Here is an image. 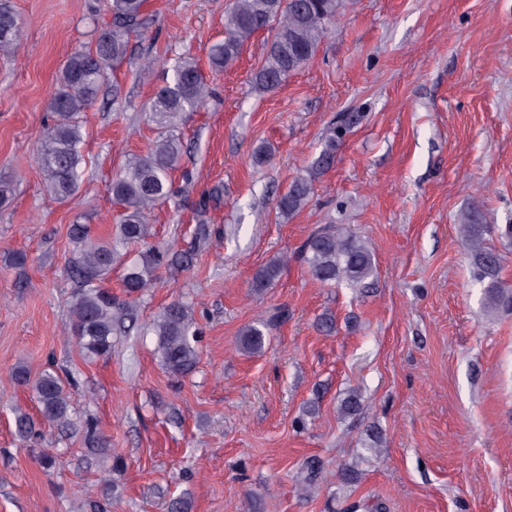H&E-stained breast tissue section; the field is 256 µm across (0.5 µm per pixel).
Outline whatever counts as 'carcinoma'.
I'll list each match as a JSON object with an SVG mask.
<instances>
[{
    "mask_svg": "<svg viewBox=\"0 0 512 512\" xmlns=\"http://www.w3.org/2000/svg\"><path fill=\"white\" fill-rule=\"evenodd\" d=\"M145 4L146 0H109L111 20L101 30L95 46L75 50L59 70L58 87L49 103L55 119L40 133L37 150L45 191L58 200L71 197L87 172L82 153L84 112L98 96L107 71L126 60L131 38L143 31ZM345 8L346 0H230L224 8V40L209 48L210 65L217 70L228 67L240 57L246 41L265 30L270 43L253 84L260 91L274 89L307 65L328 28L344 16ZM19 33L20 24L8 0H0L1 55L10 53ZM172 71V80L156 91L146 108L148 121L157 130L159 140L149 153L128 159L109 184L112 198L124 207L115 233L95 237L85 224H73L69 229L75 252L67 269L77 285L71 301L69 333L90 359L112 356V336L137 324L140 298L155 286L162 267L175 263L188 269L194 262L189 252L160 250L149 242L153 236L151 212L174 195L171 173L182 156L179 131L187 115L210 97L195 58H179ZM341 133L342 129H335L326 137L315 168L333 164ZM314 180L312 173L293 181L277 197V215L287 218L299 212L313 193ZM465 228L477 281L487 282L486 292L493 304L512 305V287L498 279L500 256L483 243L488 227L467 224ZM295 258L307 266L313 279L324 285L341 281L360 285L377 271L374 255L365 242L335 224L315 229ZM121 261L125 263L124 296L119 297L105 288L104 282L112 266ZM282 264L280 259L263 266L253 277L252 288L261 291L269 287ZM286 319L288 310L279 308L245 326L239 337L242 350H260L269 333ZM150 330L156 336L157 352L166 372L183 378L194 371L202 331L190 305L179 299L170 302L152 320ZM12 377L32 392L40 413L37 422L25 411L15 412V430L21 439L31 440L47 428L72 425V405L65 380L54 368L33 378L20 365L13 369ZM359 407L360 394L352 389L341 400L339 411L351 417ZM82 434L88 452L102 457L110 455L108 441L93 421H85Z\"/></svg>",
    "mask_w": 512,
    "mask_h": 512,
    "instance_id": "cac0c4a2",
    "label": "carcinoma"
}]
</instances>
